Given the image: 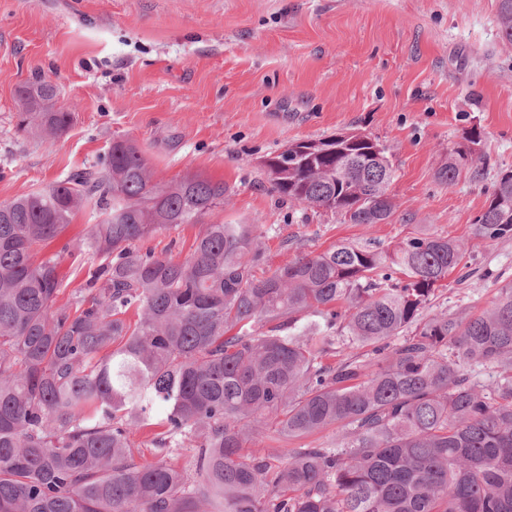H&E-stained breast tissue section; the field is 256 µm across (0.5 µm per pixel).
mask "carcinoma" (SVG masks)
<instances>
[{"instance_id":"cac0c4a2","label":"carcinoma","mask_w":512,"mask_h":512,"mask_svg":"<svg viewBox=\"0 0 512 512\" xmlns=\"http://www.w3.org/2000/svg\"><path fill=\"white\" fill-rule=\"evenodd\" d=\"M497 21L512 43V0ZM56 96L21 87L20 129L65 133ZM479 138L454 144L438 178L480 177ZM374 148L314 140L265 167L289 201L376 224L395 204ZM226 195L199 173L155 179L121 139L95 168L0 202V512H512V283L479 313L423 318L466 254L438 234L264 270L260 227L219 219ZM88 206L101 220L78 248L104 262L89 295L60 304L59 261L40 252ZM181 224L199 226L187 256L137 246ZM474 234L512 238V170ZM328 427L335 443L278 465L245 452L267 431ZM186 448L192 472L172 463Z\"/></svg>"}]
</instances>
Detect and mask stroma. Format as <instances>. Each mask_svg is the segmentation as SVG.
I'll list each match as a JSON object with an SVG mask.
<instances>
[{
  "mask_svg": "<svg viewBox=\"0 0 512 512\" xmlns=\"http://www.w3.org/2000/svg\"><path fill=\"white\" fill-rule=\"evenodd\" d=\"M496 14L497 0H0V201L129 138L157 179L224 181L225 222L261 225L273 268L339 243L463 240L462 264L424 313L481 311L512 282V239L473 231L498 171L512 168V44ZM41 80L72 116L52 144L17 128V91ZM473 128L482 178L442 182L449 147ZM343 131L390 151L395 211L384 223L288 202L260 165ZM99 219L79 211L43 249L67 291L97 266L75 243Z\"/></svg>",
  "mask_w": 512,
  "mask_h": 512,
  "instance_id": "35a3bbf8",
  "label": "stroma"
}]
</instances>
